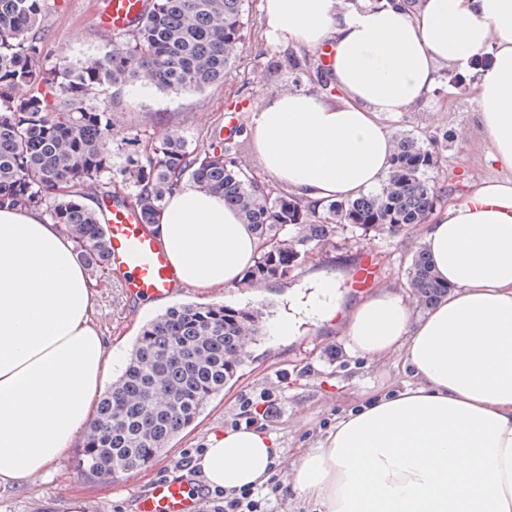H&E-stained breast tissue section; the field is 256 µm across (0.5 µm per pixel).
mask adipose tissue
Returning a JSON list of instances; mask_svg holds the SVG:
<instances>
[{"label":"adipose tissue","mask_w":512,"mask_h":512,"mask_svg":"<svg viewBox=\"0 0 512 512\" xmlns=\"http://www.w3.org/2000/svg\"><path fill=\"white\" fill-rule=\"evenodd\" d=\"M269 39L329 45L339 93H276L253 141L274 184L314 204L359 196L386 175L385 114L426 98L439 64L493 50L474 88L498 166L512 170V0H263ZM154 231L181 283L241 282L260 240L222 197L170 194ZM422 244L447 297L414 317L393 291L339 312L327 281L283 318L341 317L351 348L403 351L414 385L374 397L300 451L293 488L314 512H512V180L480 183L436 209ZM95 282L72 242L36 211L0 209V487L20 488L63 461L95 416L110 366L93 319ZM278 449L265 431L211 436L195 460L224 491L264 482Z\"/></svg>","instance_id":"adipose-tissue-1"}]
</instances>
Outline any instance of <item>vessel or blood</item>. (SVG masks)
I'll use <instances>...</instances> for the list:
<instances>
[{"label": "vessel or blood", "mask_w": 512, "mask_h": 512, "mask_svg": "<svg viewBox=\"0 0 512 512\" xmlns=\"http://www.w3.org/2000/svg\"><path fill=\"white\" fill-rule=\"evenodd\" d=\"M101 27L122 34L134 27L149 0H102ZM109 240L108 260L133 298L161 300L178 284L177 275L160 243L147 233L138 211L103 205L98 212ZM200 492L185 479L163 477L152 481L135 498V512H199Z\"/></svg>", "instance_id": "1"}]
</instances>
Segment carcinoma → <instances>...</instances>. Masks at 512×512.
<instances>
[{"label": "carcinoma", "mask_w": 512, "mask_h": 512, "mask_svg": "<svg viewBox=\"0 0 512 512\" xmlns=\"http://www.w3.org/2000/svg\"><path fill=\"white\" fill-rule=\"evenodd\" d=\"M44 0H0V208L45 213L74 244L96 277L109 269L108 238L87 198L113 196L139 210L145 226L159 221L168 195L192 186L219 195L254 227L261 251L246 280L254 287L283 279L313 246L337 229L397 234L426 224L444 204L448 185L436 176L454 141L446 131L419 140L394 133L389 173L378 189L317 206L254 176L236 143L215 129L202 147H188L175 129L124 139L114 161L112 113L87 100L106 85L141 82L161 92L203 91L221 82L246 46V0H151L126 41L76 63L59 56L39 66L36 35ZM313 72L327 94L336 90L318 60L290 53L277 72ZM408 286L429 307L448 296L424 251L407 270ZM260 308L179 304L147 322L123 371L101 397L89 424L79 467L96 479L149 464L224 392L244 362L242 342L262 335Z\"/></svg>", "instance_id": "1"}]
</instances>
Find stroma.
<instances>
[{
  "label": "stroma",
  "mask_w": 512,
  "mask_h": 512,
  "mask_svg": "<svg viewBox=\"0 0 512 512\" xmlns=\"http://www.w3.org/2000/svg\"><path fill=\"white\" fill-rule=\"evenodd\" d=\"M98 2L46 0L40 24L44 42L41 66L53 65L61 55L76 62L123 42V35L99 27ZM261 5L262 0H248L249 49L223 82L201 92L181 93H163L137 83L108 87L93 99V106L111 112L122 137L149 136L159 131L162 117L194 146L206 144L211 130L229 121L251 126L253 115L269 95L297 84L304 88L312 84L305 75L274 76L268 71L267 62L285 57L287 51L270 42ZM491 60L487 53L463 70L441 65L439 81L427 100L384 120L392 131L408 130L423 137L443 130L454 134L441 164L442 177L452 188L448 195L452 202L464 198L482 181L512 174L495 166L489 157L490 142L479 123L473 94ZM421 234L418 226L397 235L344 228L333 242L309 252L284 279L258 288L244 284L215 290L186 287L154 303L125 299L114 276H101L93 317L104 336L119 341L122 356H129L147 321L181 303L260 306L265 331L248 344L244 363L223 394L213 398L161 456L136 469L133 477L107 481L89 478L78 466L80 451L75 448L52 476L33 478L22 490L0 492V512H71L75 501L94 507L95 512H132L138 492L153 480L174 474L175 464L186 449L207 447L212 434L246 424L241 408L246 397L258 401L269 395L275 400V414L256 417L255 423L266 428L282 448L275 471L280 480H288L293 449L316 446L350 409L411 384L412 378L403 367L401 354L369 358L352 352L339 324L307 319L298 335L289 338L273 335L272 327L326 280L335 283L343 305L357 304L389 289L401 293L415 316H422L424 310L418 307L406 279ZM366 264L373 266L376 275L362 284L359 272Z\"/></svg>",
  "instance_id": "1"
}]
</instances>
